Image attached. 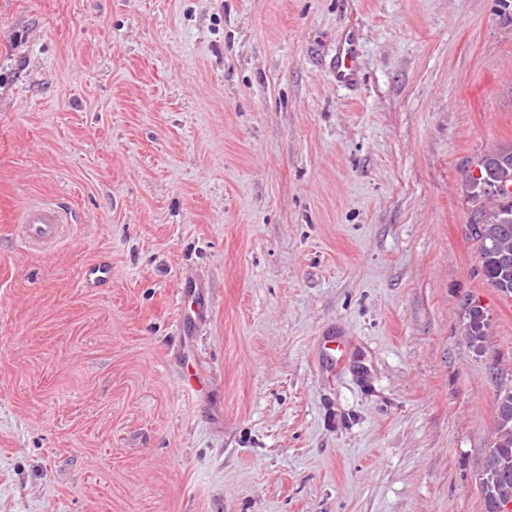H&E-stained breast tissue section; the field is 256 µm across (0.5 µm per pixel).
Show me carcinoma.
<instances>
[{
    "label": "carcinoma",
    "instance_id": "cac0c4a2",
    "mask_svg": "<svg viewBox=\"0 0 512 512\" xmlns=\"http://www.w3.org/2000/svg\"><path fill=\"white\" fill-rule=\"evenodd\" d=\"M479 175H468L462 187L477 202L469 232L477 249L484 282L512 298V142L499 145L477 161ZM464 336L468 346L486 348L489 319L484 309L465 303ZM495 441L484 457L488 464L480 481L484 512H500L512 504V388L495 395Z\"/></svg>",
    "mask_w": 512,
    "mask_h": 512
}]
</instances>
